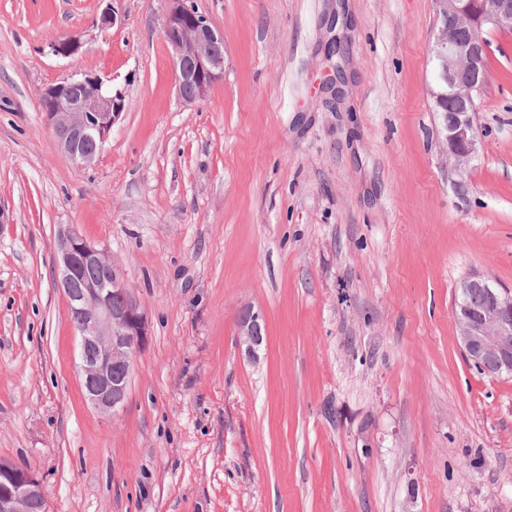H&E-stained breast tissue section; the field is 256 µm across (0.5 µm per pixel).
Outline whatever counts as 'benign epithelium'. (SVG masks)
<instances>
[{"label": "benign epithelium", "mask_w": 512, "mask_h": 512, "mask_svg": "<svg viewBox=\"0 0 512 512\" xmlns=\"http://www.w3.org/2000/svg\"><path fill=\"white\" fill-rule=\"evenodd\" d=\"M438 34L436 106L443 112L448 156L455 185L465 192L471 164L483 138L476 122L477 101L488 77V44L484 29L512 31V0H434ZM163 36L173 52L178 97L186 104L204 99L224 77V33L188 5V0H163ZM80 41L66 37L51 44L53 54L72 57ZM41 110L61 151L73 162L91 165L102 151L112 127L125 110V96L92 72L63 78L39 92ZM93 148L87 150L85 143ZM57 278L74 313L79 338V368L87 399L104 412L123 407L134 355L148 335V318L131 293L123 268L89 242L74 226L60 232ZM463 292L478 291L477 309H455L465 356L483 372L512 374V289L472 273ZM239 344L252 357L264 341L259 314L244 310L237 323ZM44 500L40 480L31 468L0 463V512H30Z\"/></svg>", "instance_id": "obj_1"}]
</instances>
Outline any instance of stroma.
<instances>
[{
	"instance_id": "obj_1",
	"label": "stroma",
	"mask_w": 512,
	"mask_h": 512,
	"mask_svg": "<svg viewBox=\"0 0 512 512\" xmlns=\"http://www.w3.org/2000/svg\"><path fill=\"white\" fill-rule=\"evenodd\" d=\"M195 3L224 76L186 104L162 0H0V459L48 512H512V375L468 362L454 314L468 274L512 288V32L483 33L461 194L433 0ZM68 36L80 54H52ZM84 71L126 102L90 167L39 103ZM70 225L149 319L115 418L83 396L56 285ZM261 321L260 315L250 309H245L238 319L239 344L244 347L248 357H253L264 341V327Z\"/></svg>"
}]
</instances>
